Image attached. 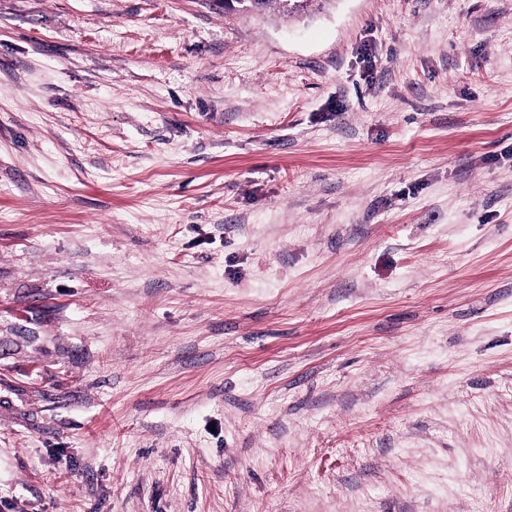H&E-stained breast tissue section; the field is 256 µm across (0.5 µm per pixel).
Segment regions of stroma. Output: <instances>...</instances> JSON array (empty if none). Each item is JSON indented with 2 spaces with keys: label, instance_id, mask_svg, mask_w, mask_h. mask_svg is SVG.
<instances>
[{
  "label": "stroma",
  "instance_id": "1",
  "mask_svg": "<svg viewBox=\"0 0 512 512\" xmlns=\"http://www.w3.org/2000/svg\"><path fill=\"white\" fill-rule=\"evenodd\" d=\"M0 512H512V0H0Z\"/></svg>",
  "mask_w": 512,
  "mask_h": 512
}]
</instances>
